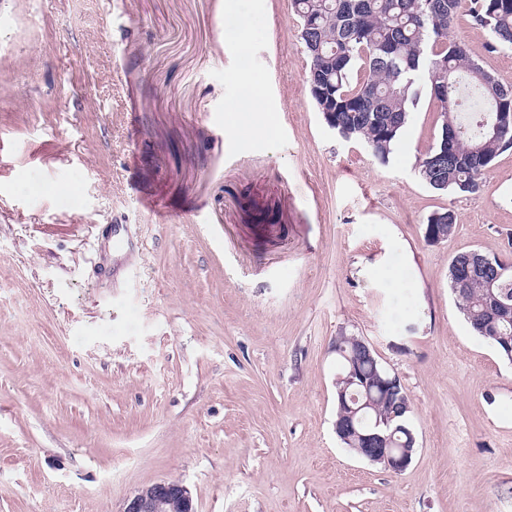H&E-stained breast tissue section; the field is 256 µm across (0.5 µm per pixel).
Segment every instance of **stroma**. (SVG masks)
Instances as JSON below:
<instances>
[{
	"instance_id": "stroma-1",
	"label": "stroma",
	"mask_w": 512,
	"mask_h": 512,
	"mask_svg": "<svg viewBox=\"0 0 512 512\" xmlns=\"http://www.w3.org/2000/svg\"><path fill=\"white\" fill-rule=\"evenodd\" d=\"M299 29L292 0H0V512L163 480L195 512H512V363L448 288L457 253L512 251V150L435 193L439 101L381 162L317 111ZM343 333L410 398L404 472L336 437ZM429 224H433L430 226H433L431 228L435 236L440 235L444 240L450 239L455 235L458 225L454 211L448 208L432 213L427 219L426 229L429 227Z\"/></svg>"
}]
</instances>
